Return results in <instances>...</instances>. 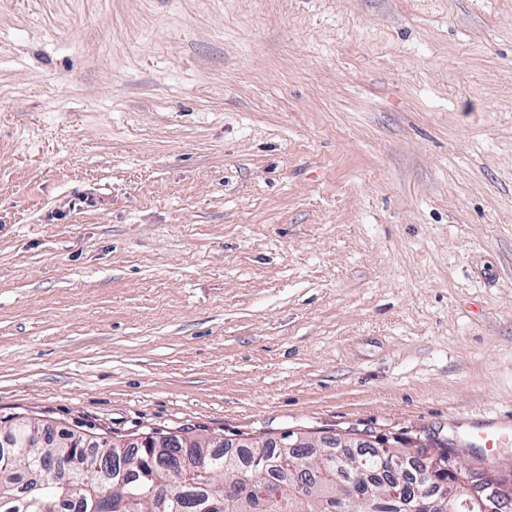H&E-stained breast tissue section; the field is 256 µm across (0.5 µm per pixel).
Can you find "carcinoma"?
I'll use <instances>...</instances> for the list:
<instances>
[{"label":"carcinoma","mask_w":512,"mask_h":512,"mask_svg":"<svg viewBox=\"0 0 512 512\" xmlns=\"http://www.w3.org/2000/svg\"><path fill=\"white\" fill-rule=\"evenodd\" d=\"M15 448L10 458L0 453V512H70L64 496L81 494L86 499L83 512H97L94 496L109 502L111 512H181L178 504L188 496L186 512H356V499L368 503L367 512H441L444 496L458 480L448 461V449L436 453L438 459H419L408 448L409 441L393 440L380 453L375 448H336L321 453L314 448H293L288 463L264 473H246L242 468L255 448H213L197 467L192 481L180 468L181 449L166 457L149 458L143 448H115L104 440L98 448H82L90 461L124 454L127 461L147 470L136 488L117 484L114 471L84 472L47 479L45 488L27 494L24 487L41 459L58 454V448L24 447L29 418H12ZM401 456L400 466L388 465L387 456ZM400 484H415L423 492L411 499L393 498Z\"/></svg>","instance_id":"obj_1"}]
</instances>
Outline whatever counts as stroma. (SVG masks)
Wrapping results in <instances>:
<instances>
[{"label": "stroma", "mask_w": 512, "mask_h": 512, "mask_svg": "<svg viewBox=\"0 0 512 512\" xmlns=\"http://www.w3.org/2000/svg\"><path fill=\"white\" fill-rule=\"evenodd\" d=\"M11 416L512 473V0H0Z\"/></svg>", "instance_id": "35a3bbf8"}]
</instances>
